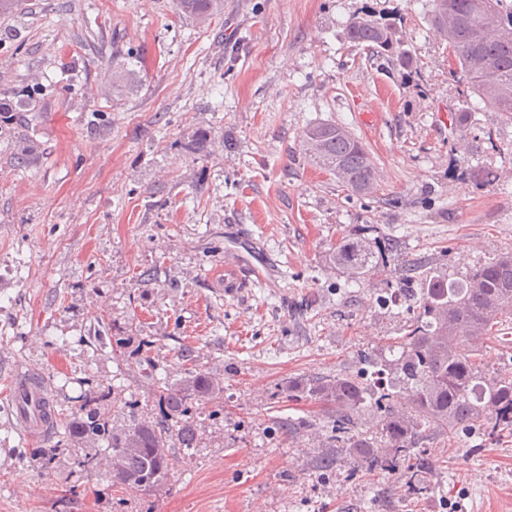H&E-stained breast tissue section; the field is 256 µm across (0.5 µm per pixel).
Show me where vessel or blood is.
<instances>
[{
	"label": "vessel or blood",
	"mask_w": 512,
	"mask_h": 512,
	"mask_svg": "<svg viewBox=\"0 0 512 512\" xmlns=\"http://www.w3.org/2000/svg\"><path fill=\"white\" fill-rule=\"evenodd\" d=\"M51 402V392L44 380L28 370L16 371L11 408L19 430L26 437L35 440L50 432L52 424L45 410Z\"/></svg>",
	"instance_id": "obj_1"
}]
</instances>
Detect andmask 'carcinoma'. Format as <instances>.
I'll return each instance as SVG.
<instances>
[{
	"label": "carcinoma",
	"instance_id": "cac0c4a2",
	"mask_svg": "<svg viewBox=\"0 0 512 512\" xmlns=\"http://www.w3.org/2000/svg\"><path fill=\"white\" fill-rule=\"evenodd\" d=\"M179 13L200 24L218 12L223 0H176ZM452 49L458 73L479 103L512 119V3L507 0H434L430 17ZM346 39L377 53H394V28L372 16L348 22ZM134 69L112 67V88L135 87ZM305 156L336 177L348 191L369 196L377 190L370 155L348 130L331 122H312L301 133ZM31 136L21 139L16 167L27 168L38 154ZM387 245L365 235L345 238L329 252V261L353 279L379 270ZM410 329L395 342L396 356L384 364L389 385L375 386L347 376L288 381V395L334 407L330 440L344 448L368 474L402 472L414 495L423 494L429 459L417 448L421 429L452 431L465 427L487 439L512 432V376H482L479 343L512 319V251L472 268L459 279L433 275L415 301ZM151 344L142 342L136 359L155 386L160 415L153 421L132 410L130 423L115 431L97 402L69 416L56 413L55 427L72 439L105 441L112 484L149 494L167 479L170 443L182 448L196 441L195 406L224 399V385L203 371L175 381L154 375ZM380 414V437L352 435L354 416Z\"/></svg>",
	"mask_w": 512,
	"mask_h": 512
}]
</instances>
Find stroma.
Here are the masks:
<instances>
[{"label": "stroma", "mask_w": 512, "mask_h": 512, "mask_svg": "<svg viewBox=\"0 0 512 512\" xmlns=\"http://www.w3.org/2000/svg\"><path fill=\"white\" fill-rule=\"evenodd\" d=\"M432 0H224L205 24L175 0H22L0 17V99L29 98L41 152L14 166L0 126V512H512V434L423 429V497L400 474L359 471L328 445L330 410L288 396L294 378L371 374L414 317L387 296L405 266L453 278L512 250V120L480 107L429 21ZM365 12L397 29L401 60L345 38ZM120 46L138 85L115 93L98 52ZM471 112L475 120L453 125ZM314 121L345 126L379 170L351 193L303 153ZM478 164L492 181L472 177ZM373 227L396 249L370 279L328 260ZM252 245L273 270L228 268ZM158 376L193 368L224 384L198 410L194 448H173L164 488L122 492L60 431L23 438L16 366L57 409L101 397L114 429L151 415L132 360ZM122 354H115V342ZM512 372V325L480 351ZM49 461H42V454ZM334 460L322 469V457Z\"/></svg>", "instance_id": "stroma-1"}]
</instances>
